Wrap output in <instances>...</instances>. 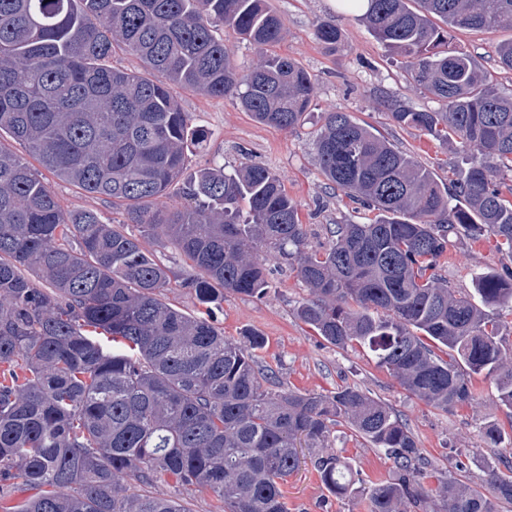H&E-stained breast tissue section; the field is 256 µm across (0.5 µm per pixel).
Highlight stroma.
<instances>
[{
    "label": "stroma",
    "instance_id": "1",
    "mask_svg": "<svg viewBox=\"0 0 512 512\" xmlns=\"http://www.w3.org/2000/svg\"><path fill=\"white\" fill-rule=\"evenodd\" d=\"M285 25V33L274 47L277 54L299 61L311 74L315 89L305 120L292 130H280L255 121L238 99L213 98L180 89L176 97L183 111L192 113L205 132L199 147L187 155L188 171L210 162L223 163L225 170L244 164L270 168L281 179L289 198L297 205L303 223L309 226V246L317 249L327 242L330 224H365L374 217L330 188L315 156L314 141L326 113H350L358 122L370 125L397 148L412 153L423 166L448 178L459 160L455 144H444L413 128L393 124L388 105L400 103L415 110H435L439 104L409 80L398 60L391 58L357 19L356 12L335 6L332 0H268ZM330 21L343 33L336 48L319 42V22ZM512 40V28L455 30L450 32V48L473 55L493 82L503 91H512V71L498 67L499 44ZM23 158L53 191L65 210L93 209L105 218H115L110 200L92 196L62 181L45 169L27 147L12 138L0 141ZM504 259L495 248V239L484 235L473 241L450 236L442 274L448 285L470 291L475 272L501 268ZM308 292L295 275L282 270L270 279L263 299L255 300L225 293L214 308L217 325L225 336L241 339L245 331L261 332L267 346L262 363L276 376L275 389H294L327 394L341 385H355L397 411L415 435L424 455L432 461L436 475L427 479V488L454 476L474 485L483 484L489 469L499 468L500 459L512 451L507 444H493L489 427L512 434V412L500 405L494 382L484 376L473 378L471 403L444 412L409 395L386 371L379 369L370 355L360 349H339L323 342L301 322L295 311L307 301ZM331 446L349 458L363 483L385 480L392 463L379 450L355 436L346 426L333 427ZM315 449L301 453L300 468L288 477L282 490L288 512H367L362 497H338L323 486L314 467ZM154 495L182 502L190 512H224V504L203 488L189 489L173 479L153 487Z\"/></svg>",
    "mask_w": 512,
    "mask_h": 512
}]
</instances>
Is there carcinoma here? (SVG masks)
Listing matches in <instances>:
<instances>
[{
	"mask_svg": "<svg viewBox=\"0 0 512 512\" xmlns=\"http://www.w3.org/2000/svg\"><path fill=\"white\" fill-rule=\"evenodd\" d=\"M361 22L400 57L437 111L393 103L399 127L457 145L461 165L440 181L412 155L347 112L327 113L315 141L320 170L368 224H335L321 251L278 176L213 164L182 181L202 132L174 88L235 96L278 129L304 121L314 81L270 48L284 24L265 0H0V131L27 145L60 179L112 200L124 221L64 212L28 163L0 143V484L30 493L0 512H188L149 488L167 477L210 490L228 512H287L282 485L299 448H317L322 484L361 493L368 512L426 508L429 461L403 419L357 386L330 394L273 391L259 365L266 339L224 337L211 304L232 292L262 299L276 260L311 299L297 316L326 343L357 345L411 396L443 411L473 399L472 378H494L512 410V352L499 308L512 309V266L475 275L458 292L442 276L448 236L495 237L512 261V93L475 58L449 48L448 30L512 28V0H368ZM254 46L241 74L217 25ZM329 46L339 28L324 21ZM141 72L107 64L116 50ZM182 182L185 203L149 204ZM164 241L190 271L180 287L201 308L163 299ZM344 423L383 451L393 476L356 486L330 452ZM445 512H504L512 464L474 487L438 483Z\"/></svg>",
	"mask_w": 512,
	"mask_h": 512,
	"instance_id": "1",
	"label": "carcinoma"
}]
</instances>
